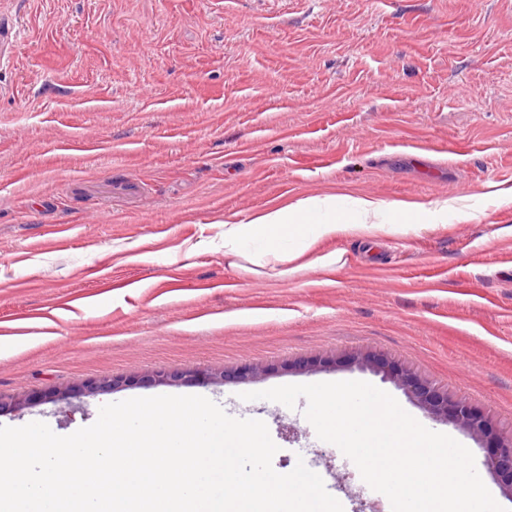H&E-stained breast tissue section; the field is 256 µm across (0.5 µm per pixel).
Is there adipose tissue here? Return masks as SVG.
I'll list each match as a JSON object with an SVG mask.
<instances>
[{
	"instance_id": "obj_1",
	"label": "adipose tissue",
	"mask_w": 512,
	"mask_h": 512,
	"mask_svg": "<svg viewBox=\"0 0 512 512\" xmlns=\"http://www.w3.org/2000/svg\"><path fill=\"white\" fill-rule=\"evenodd\" d=\"M451 210L459 219L469 217L448 199L423 204L360 196L353 199L351 207L343 208L332 195L305 197L246 220L225 217L224 263L246 275L278 277L297 273L308 257L319 268L333 269L345 265V254L332 250L314 255L320 241H366L393 233L402 224L418 232L433 231L443 227V218Z\"/></svg>"
}]
</instances>
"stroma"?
Returning a JSON list of instances; mask_svg holds the SVG:
<instances>
[{
  "label": "stroma",
  "instance_id": "35a3bbf8",
  "mask_svg": "<svg viewBox=\"0 0 512 512\" xmlns=\"http://www.w3.org/2000/svg\"><path fill=\"white\" fill-rule=\"evenodd\" d=\"M512 0H0V400L100 378L114 391L0 415L56 434L134 397L199 395L265 422L344 512H392L285 384L365 381L379 357L512 434ZM325 194L469 220L319 244L346 266L224 265V218ZM255 365L265 373L241 379ZM204 370L206 385H140ZM295 430L285 439L283 426ZM200 374L201 373L185 374V373H179V372L163 373V374L150 375L147 380L154 385L177 383V382H181L187 378L200 379V380H202V383H207V384L208 383H223V381H224V375H222V374L219 377L212 376L211 374H208V373H204L201 375Z\"/></svg>",
  "mask_w": 512,
  "mask_h": 512
}]
</instances>
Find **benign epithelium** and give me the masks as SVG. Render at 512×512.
Returning <instances> with one entry per match:
<instances>
[{
  "instance_id": "7a95c632",
  "label": "benign epithelium",
  "mask_w": 512,
  "mask_h": 512,
  "mask_svg": "<svg viewBox=\"0 0 512 512\" xmlns=\"http://www.w3.org/2000/svg\"><path fill=\"white\" fill-rule=\"evenodd\" d=\"M365 368L382 376L386 381L410 394L414 399L425 405L431 414L446 421L449 420L458 426L467 436L481 444L490 436H495L494 449L486 452L485 463L488 469L494 473L504 493L512 496V437H505L493 433L489 419L476 411L466 401L443 394L420 380L417 376L403 369H394L382 359L371 357L365 361ZM202 380L204 383H222L224 376H212L208 373L187 375L185 373H163L151 375L148 381L154 385L172 384L181 382L189 377ZM122 384V381L112 378H104L84 385L78 390H72L61 394V399L69 397L91 396L99 393H107Z\"/></svg>"
}]
</instances>
